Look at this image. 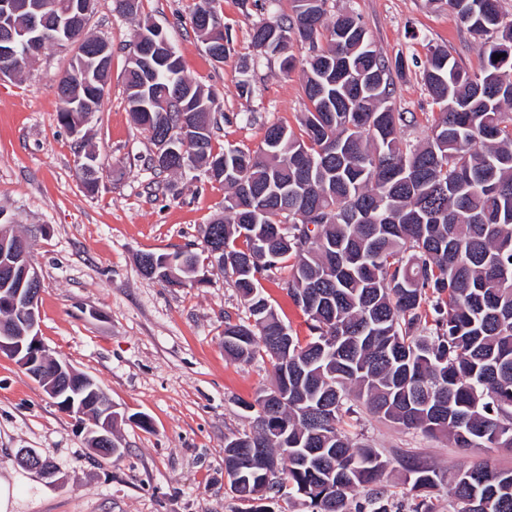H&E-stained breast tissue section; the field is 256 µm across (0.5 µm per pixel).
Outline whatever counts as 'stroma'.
<instances>
[{"mask_svg":"<svg viewBox=\"0 0 512 512\" xmlns=\"http://www.w3.org/2000/svg\"><path fill=\"white\" fill-rule=\"evenodd\" d=\"M198 0H138L120 15L113 0H97L86 32L112 44L108 89L98 112L79 131L58 118L56 75L75 46H49L14 79L0 81V222L31 243L40 276L38 333L48 354L94 379L118 413L119 459L94 455L86 442L92 422L61 411L15 359L0 356V479L18 489L13 512H240L224 477V442L248 430L247 402L270 388L268 356L248 364L224 356V321L243 316L241 299L212 266L202 240L205 224L224 214L223 185L203 168L158 172L155 148L139 126L124 90L139 25L162 28L180 56L183 74L217 97L215 149L257 151L268 126L302 135L308 107L300 70L252 45L254 25L290 11L288 0H215L224 25L226 58L206 51L190 16ZM358 13L374 48L403 59L391 102L411 112V140L425 139L437 106L415 66L434 47L465 69L479 71L483 46L448 0H328L329 13ZM249 92H242V84ZM95 154L105 165L87 190L78 162ZM190 251L199 283L170 288L145 276L144 253ZM287 269L262 285L294 334L307 339L306 316L283 287ZM355 440L392 463L381 483L406 512L404 471L397 454H418L440 470L486 462L512 468V448H457L370 413L351 421ZM33 448L52 464L61 484L20 467L16 453Z\"/></svg>","mask_w":512,"mask_h":512,"instance_id":"1","label":"stroma"}]
</instances>
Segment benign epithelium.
Returning <instances> with one entry per match:
<instances>
[{
	"instance_id": "obj_1",
	"label": "benign epithelium",
	"mask_w": 512,
	"mask_h": 512,
	"mask_svg": "<svg viewBox=\"0 0 512 512\" xmlns=\"http://www.w3.org/2000/svg\"><path fill=\"white\" fill-rule=\"evenodd\" d=\"M93 0H72L69 10L63 15L55 25L59 33L58 39L68 37L75 28L78 21L85 18L92 9ZM28 11V42L24 44V49L20 50L16 46V41L11 32H6L0 39V57L5 60H19L21 58L29 61L35 55L36 48L47 36L45 18L41 14V8L38 6H28L19 2V0H0V25L7 26L5 20L18 9ZM142 39L154 45L160 44L164 48V57L153 56L149 53L142 55L141 64L147 71L153 70V62L163 61L171 62L174 57V50L163 35L161 30H153V33L142 34ZM29 248L26 239L17 237L14 239L11 254H0V278L9 283L15 281L20 283V287L9 290L0 289V307L9 311L10 316H20L26 322L27 334L16 336L9 330L7 319L0 317V355L5 353L8 356L17 359L19 365L30 371H34L43 376L46 382V389L52 396L61 393L62 388L70 386L79 387L86 385L91 388V392L96 394L98 389L95 382L87 380L80 376L70 365L53 359L45 352V348L40 342L36 332L38 326V308L40 293L35 289V285L40 282L37 271L28 264L20 263V257L24 256ZM63 411L78 417L94 412L95 428L91 429L88 437L90 450L97 454L103 450H112L114 439L112 438V419L115 418L112 402L101 401L95 398L86 399L81 403H75L68 400L60 405ZM18 458L23 467L33 471L43 478H53L56 476L54 471L45 461L41 459L38 452L33 448H23L18 453Z\"/></svg>"
}]
</instances>
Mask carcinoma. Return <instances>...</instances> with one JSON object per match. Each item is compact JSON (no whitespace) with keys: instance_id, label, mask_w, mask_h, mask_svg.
I'll use <instances>...</instances> for the list:
<instances>
[{"instance_id":"cac0c4a2","label":"carcinoma","mask_w":512,"mask_h":512,"mask_svg":"<svg viewBox=\"0 0 512 512\" xmlns=\"http://www.w3.org/2000/svg\"><path fill=\"white\" fill-rule=\"evenodd\" d=\"M213 2L200 0L196 31L203 15L218 26ZM327 3L290 0L287 20L252 33L266 54L308 46L303 138L274 124L253 155L216 151L215 96L180 61L153 75L132 59L126 73L130 111L154 146L172 132L230 190L224 217L203 230L204 245L224 247L222 271L245 309L224 320V355L246 363L262 352L275 379L245 404L251 429L224 442L231 491L266 501L249 512L282 497L307 512H393L379 488L390 460L344 428L356 401L456 448H512V14L499 0H448L482 40L483 65L471 73L436 47L416 64L439 107L421 143L403 136L415 115L389 104L403 62L372 48L354 11L326 22ZM79 95L97 109L104 88L91 81ZM396 169L406 174L392 182ZM287 259L288 296L311 322L305 343L261 284ZM196 265L188 251L139 257L146 276L173 287L193 282ZM399 462L413 512H431L441 486L456 512H512L511 468Z\"/></svg>"}]
</instances>
